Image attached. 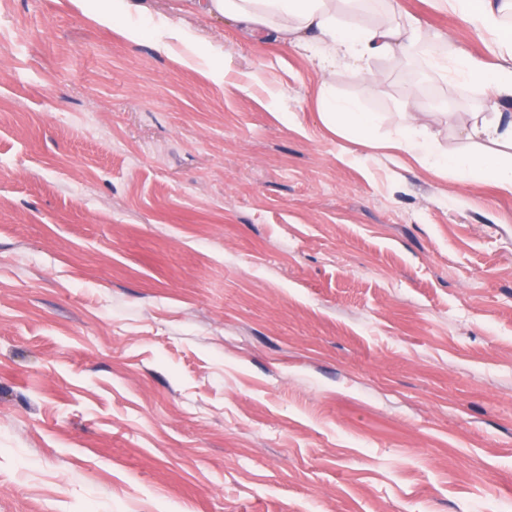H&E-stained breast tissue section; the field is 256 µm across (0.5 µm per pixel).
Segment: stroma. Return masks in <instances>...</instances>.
Listing matches in <instances>:
<instances>
[{"instance_id":"stroma-1","label":"stroma","mask_w":512,"mask_h":512,"mask_svg":"<svg viewBox=\"0 0 512 512\" xmlns=\"http://www.w3.org/2000/svg\"><path fill=\"white\" fill-rule=\"evenodd\" d=\"M149 6L0 0V512L512 503V193L389 147L415 99L474 153L490 98ZM394 11L495 63L437 0L362 19ZM331 112H336L340 124L351 129L357 135V142L368 145V131L372 126L373 118L369 113L359 112L347 104H337L332 100L328 102Z\"/></svg>"}]
</instances>
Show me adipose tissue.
<instances>
[{"mask_svg":"<svg viewBox=\"0 0 512 512\" xmlns=\"http://www.w3.org/2000/svg\"><path fill=\"white\" fill-rule=\"evenodd\" d=\"M211 19H229L248 33L260 32L285 45L298 46L312 40L328 43L349 55L377 56L425 49L431 64L440 71L512 99V29L504 19L512 14V0H447L452 9L478 30L494 39L498 62L488 67L483 59L460 53L452 58L436 53L437 36L419 21L396 19L369 27L359 20L361 0H342L347 18L338 21L332 0H183ZM467 139L482 144L481 152L442 159L445 167H456L476 177L493 181L512 192V169L500 166V151L512 150V115L502 112L474 113L464 129Z\"/></svg>","mask_w":512,"mask_h":512,"instance_id":"adipose-tissue-1","label":"adipose tissue"}]
</instances>
